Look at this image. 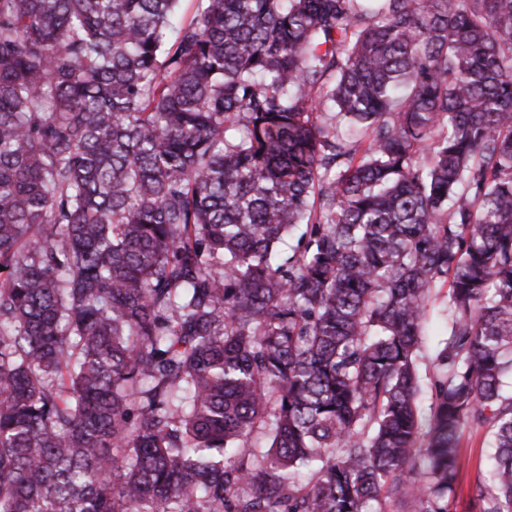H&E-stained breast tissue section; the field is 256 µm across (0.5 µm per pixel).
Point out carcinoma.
<instances>
[{"label": "carcinoma", "instance_id": "cac0c4a2", "mask_svg": "<svg viewBox=\"0 0 512 512\" xmlns=\"http://www.w3.org/2000/svg\"><path fill=\"white\" fill-rule=\"evenodd\" d=\"M178 2L0 0V512H512V0ZM447 288L448 286H445L441 288V290H437L436 297L434 295L432 296L429 306V318L426 326V335L422 336L423 342L420 349L421 357L419 358V368L421 371L422 382L426 385V392L422 396L420 405L425 412L429 411L428 405L431 402L429 399L431 396V385L430 382L426 380V377L434 372L435 349L437 347L438 341L443 338L441 335L444 333L446 326L447 304L444 296L446 295ZM425 373L427 374L425 375ZM462 486L455 502L456 512H480L474 485L482 476L495 451V441L487 426H466L461 432Z\"/></svg>", "mask_w": 512, "mask_h": 512}]
</instances>
